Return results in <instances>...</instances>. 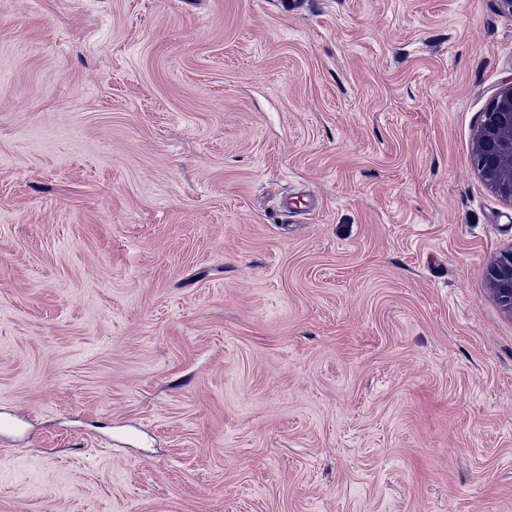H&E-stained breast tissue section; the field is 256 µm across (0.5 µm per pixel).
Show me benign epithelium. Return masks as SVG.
Wrapping results in <instances>:
<instances>
[{
  "mask_svg": "<svg viewBox=\"0 0 512 512\" xmlns=\"http://www.w3.org/2000/svg\"><path fill=\"white\" fill-rule=\"evenodd\" d=\"M472 163L480 178L512 203V79L498 87L475 129ZM488 271L493 293L512 313V251L501 255Z\"/></svg>",
  "mask_w": 512,
  "mask_h": 512,
  "instance_id": "obj_1",
  "label": "benign epithelium"
}]
</instances>
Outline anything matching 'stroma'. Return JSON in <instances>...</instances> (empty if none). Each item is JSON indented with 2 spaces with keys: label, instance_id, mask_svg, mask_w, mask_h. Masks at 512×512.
Returning <instances> with one entry per match:
<instances>
[{
  "label": "stroma",
  "instance_id": "35a3bbf8",
  "mask_svg": "<svg viewBox=\"0 0 512 512\" xmlns=\"http://www.w3.org/2000/svg\"><path fill=\"white\" fill-rule=\"evenodd\" d=\"M511 77L497 0H0V512H512ZM472 163L480 178L512 204V78L498 87L475 129ZM488 271L493 293L503 308L512 313V251L501 255Z\"/></svg>",
  "mask_w": 512,
  "mask_h": 512
}]
</instances>
